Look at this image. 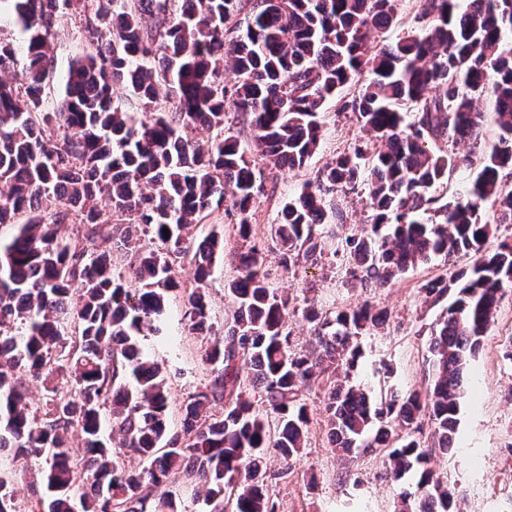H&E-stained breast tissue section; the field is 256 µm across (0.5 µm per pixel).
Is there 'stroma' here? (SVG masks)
Instances as JSON below:
<instances>
[{
  "label": "stroma",
  "instance_id": "35a3bbf8",
  "mask_svg": "<svg viewBox=\"0 0 512 512\" xmlns=\"http://www.w3.org/2000/svg\"><path fill=\"white\" fill-rule=\"evenodd\" d=\"M56 71L52 92H59L62 76L71 59L89 52L81 36L78 15L64 13L54 39ZM324 138L309 168L275 170L266 166L257 150L251 128L242 115L229 117V133L237 141L255 169L261 191L256 198L251 221L257 242L266 244V270L273 287L288 293L292 310L288 327L291 343L306 350L311 336L302 311L317 302L327 313L365 303L386 309L384 328L361 341L363 358L352 383L379 386L390 381L398 390H422L430 370L427 351L430 329L445 314L447 302L426 305L419 287L427 280L468 267L470 257L457 255L446 262L435 257L417 265L391 286L378 288L351 280L345 258L325 253L314 266L307 264L285 271L279 254L270 246V227L278 223L280 211L298 196L318 168L337 153L366 146L371 137L353 112L327 111ZM345 221L343 234L360 233L370 221L371 210L364 188L344 189L334 195ZM236 271L227 263H216L207 282L210 295V334L188 329L181 294H172L160 319V333L141 339L146 357L158 361L167 378L171 409H179L190 396L206 391L214 377L203 358L210 335L221 334L231 311L225 292ZM512 340V288L505 289L494 325L488 330L478 356L471 363L477 398L460 407L457 443L452 456H442L433 448L430 435H423L431 465L437 476L452 489L459 512H512V361L503 357ZM301 395L309 406L311 423L300 461L285 466L276 449L267 451V467L273 478L268 492L278 512H394L397 483L386 475L385 453L356 450L343 456L331 444L324 423V390L318 385L302 386Z\"/></svg>",
  "mask_w": 512,
  "mask_h": 512
}]
</instances>
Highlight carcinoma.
Segmentation results:
<instances>
[{"label": "carcinoma", "instance_id": "1", "mask_svg": "<svg viewBox=\"0 0 512 512\" xmlns=\"http://www.w3.org/2000/svg\"><path fill=\"white\" fill-rule=\"evenodd\" d=\"M248 2L242 33L234 22L240 0H0V18L22 34L0 37V224L15 225L0 243V449L22 473L36 471L47 491L28 512H177L174 476L203 512H277L265 451L276 449L288 466L299 460L310 423L300 386L323 375L337 378L323 402L336 449L386 451L396 481L415 473L396 512H456L417 433L426 417L439 452L455 448L469 365L501 291L512 288V240L485 248L498 225L512 223V188L499 178L512 168V52L502 50L512 0H422L419 31L387 46L371 33L396 23L397 0ZM69 10L82 16L91 51L69 62L64 91L50 104L43 92L55 72L58 21ZM225 67L236 75L230 88ZM365 70L372 79L344 99ZM117 88L142 111L123 109ZM489 92L497 140L460 155L454 147L479 138L476 103ZM330 100L354 112L379 147L326 163L283 207L271 239L287 271L301 259L315 264L332 246L349 259L351 278L378 287L436 256H471L467 269L419 287L427 301L451 297L429 338V387L378 398L338 380L357 368L360 340L388 319L375 305L332 316L308 305L312 348L294 349L290 300L270 285L253 244L230 257L232 316L206 352L216 375L183 402L174 432L166 378L144 357L140 336L155 330L168 292L179 287L169 256L195 266L184 295L189 330L210 328L206 282L224 259V239L212 231L190 243L186 230L229 199L239 236H252L260 187L224 135L226 113L248 117L268 166L299 170L323 139ZM186 129L207 137L189 139ZM473 166L464 194L436 205L437 186ZM360 183L371 222L358 235H339L325 223L330 213L343 220L332 194ZM61 199L67 208L45 216ZM68 219L93 249L60 236ZM116 251L132 280L115 274ZM18 368L34 378L66 371L69 385L54 389L42 411ZM246 384L260 389L261 404L246 397ZM211 403L224 411L209 413ZM107 419L116 448L102 436ZM13 472L0 470V512H20Z\"/></svg>", "mask_w": 512, "mask_h": 512}]
</instances>
